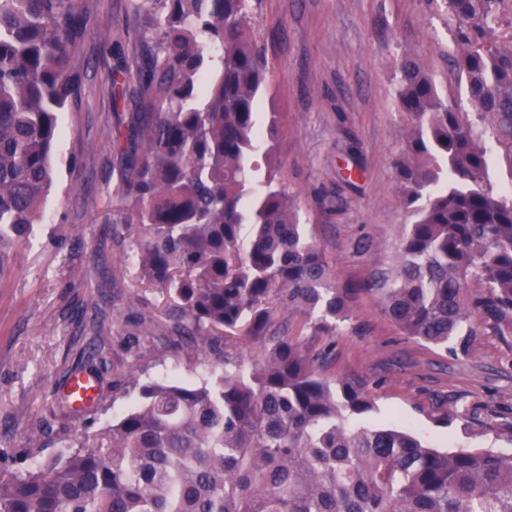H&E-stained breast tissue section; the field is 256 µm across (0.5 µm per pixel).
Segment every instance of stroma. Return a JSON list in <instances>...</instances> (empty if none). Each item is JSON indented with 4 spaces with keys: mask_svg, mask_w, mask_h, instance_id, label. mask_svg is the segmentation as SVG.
Instances as JSON below:
<instances>
[{
    "mask_svg": "<svg viewBox=\"0 0 512 512\" xmlns=\"http://www.w3.org/2000/svg\"><path fill=\"white\" fill-rule=\"evenodd\" d=\"M85 19L72 64L78 90L59 113L54 148L57 184L46 219L12 251L0 276V447L17 468L53 458L60 438L95 437L130 407L136 388L104 381L93 410L69 412L44 434L37 457L26 455L29 427L63 393L62 374L77 360L70 339L86 304L112 321L114 348L141 314L165 301L140 284L112 233L126 221L120 187L123 156L112 130L131 108L113 109L108 77L152 46L137 0H80ZM255 33L269 60L261 122L276 118L272 161L292 193L300 219L333 260L338 284L354 288L351 315L340 326L329 377L361 382L377 413L371 425L411 422L438 449H512V344L481 330L467 351L403 335L363 284L391 268L409 222L393 159L406 120L396 99V59L421 60L442 95L460 93L453 59L459 25L444 0H257ZM110 31V42L99 34ZM211 366L157 341L141 363V380L210 377ZM458 416L437 422L443 409Z\"/></svg>",
    "mask_w": 512,
    "mask_h": 512,
    "instance_id": "35a3bbf8",
    "label": "stroma"
}]
</instances>
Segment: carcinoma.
Wrapping results in <instances>:
<instances>
[{"mask_svg":"<svg viewBox=\"0 0 512 512\" xmlns=\"http://www.w3.org/2000/svg\"><path fill=\"white\" fill-rule=\"evenodd\" d=\"M506 0H448L454 63L472 111L441 96L424 64L399 60L397 103L409 130L394 160L411 219L394 270L373 276L404 335L466 350L480 327L512 339V37L478 42ZM154 50L134 61L139 102L114 143L137 278L178 300L172 345L224 359L213 380L140 383L154 343L146 314L123 343L139 402L105 441L66 442L48 463L6 467L0 512H512V451H440L403 426H364L376 411L359 385L326 375L350 290L308 235L276 178L257 124L269 62L251 0H142ZM72 0H0V276L11 245L44 213L56 172L58 112L79 85ZM300 315V333L290 332ZM72 337L77 373L101 385L116 352L93 305ZM240 336L256 349L225 350ZM64 406L32 423L28 455Z\"/></svg>","mask_w":512,"mask_h":512,"instance_id":"carcinoma-1","label":"carcinoma"}]
</instances>
